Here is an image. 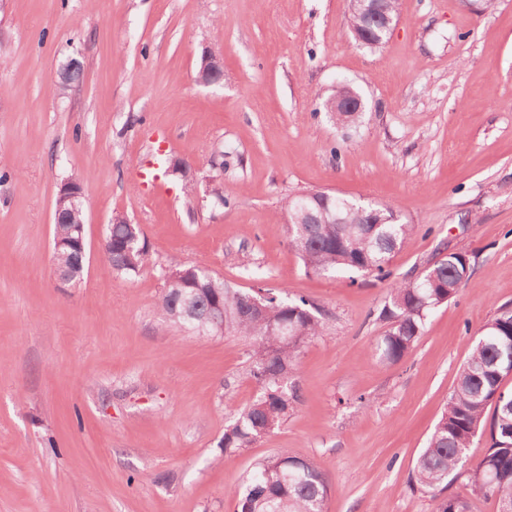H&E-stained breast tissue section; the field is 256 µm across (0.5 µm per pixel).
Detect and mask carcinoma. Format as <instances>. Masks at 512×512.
I'll return each instance as SVG.
<instances>
[{"mask_svg": "<svg viewBox=\"0 0 512 512\" xmlns=\"http://www.w3.org/2000/svg\"><path fill=\"white\" fill-rule=\"evenodd\" d=\"M320 218L318 224L288 225L289 241L305 270L314 274L349 272L390 281L388 302L380 317L388 328L375 352L389 364L411 356L423 335L425 320L436 307L450 301L471 275V265L451 253L434 261L419 277L397 279L388 269L391 255L413 235L416 225L401 220L387 205H365L347 198L305 201ZM138 226L112 225L113 256L117 274L134 276L146 263L145 245L123 247ZM53 265L70 269L81 279L84 269L62 248L52 256ZM159 306L171 323L188 324L186 296L203 312L221 305L224 323L208 328L213 336L234 333L254 339L249 372L261 395L225 429L220 447L230 456L249 448L284 423L300 402L295 381L303 347L322 335L323 313L304 297L291 300L277 293L264 302L258 317L245 315L248 292H242L197 265L177 260L163 272ZM291 326L288 336L278 334ZM512 373V306L501 305L482 327L469 357L460 368L427 448L418 456L412 486L430 495L431 512H471L470 496L480 494L497 502L498 512H512V393L502 389ZM494 407L486 420L488 407ZM490 428V444L476 463L467 450L473 439ZM467 475L466 492L447 493L448 487ZM330 485L310 460L277 454L257 464L241 490L231 495L236 512H324Z\"/></svg>", "mask_w": 512, "mask_h": 512, "instance_id": "carcinoma-1", "label": "carcinoma"}]
</instances>
